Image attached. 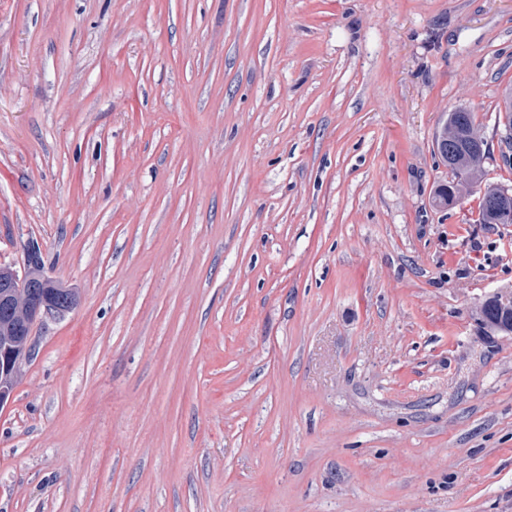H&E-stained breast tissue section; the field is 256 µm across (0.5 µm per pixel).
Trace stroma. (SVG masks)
I'll list each match as a JSON object with an SVG mask.
<instances>
[{
	"label": "stroma",
	"mask_w": 512,
	"mask_h": 512,
	"mask_svg": "<svg viewBox=\"0 0 512 512\" xmlns=\"http://www.w3.org/2000/svg\"><path fill=\"white\" fill-rule=\"evenodd\" d=\"M509 86L512 0H0V512H512ZM477 142L482 144V148L477 146ZM439 144L451 156V165L448 166L451 179L448 185L442 184L435 190L434 198L438 206H451L460 200L469 185L482 182L488 144L476 127L473 112L466 108L449 112L437 140ZM486 193L484 190L483 195ZM493 192L489 191L485 194L479 203V219L482 224H512V220L504 218L493 211L486 201V197L492 195ZM490 205L496 209H502L512 212V189L511 187L500 186L489 199ZM39 263V270H28L21 277L9 267L0 266V313L7 319L5 336H0V407L7 404L13 393L23 360L31 354L30 335L35 321L46 316H60L71 310L74 300L53 298L59 288L46 275L36 253L28 263ZM53 289V291H50ZM485 302L480 315L481 322L493 325L509 318L512 320V296H497Z\"/></svg>",
	"instance_id": "35a3bbf8"
}]
</instances>
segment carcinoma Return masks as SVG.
Listing matches in <instances>:
<instances>
[{
    "label": "carcinoma",
    "mask_w": 512,
    "mask_h": 512,
    "mask_svg": "<svg viewBox=\"0 0 512 512\" xmlns=\"http://www.w3.org/2000/svg\"><path fill=\"white\" fill-rule=\"evenodd\" d=\"M498 123L502 127L512 125V90L508 88L505 89L503 107L499 108ZM437 143L451 156L448 166L451 179L435 190V202L439 206H451L460 200L469 185L483 180L488 144L476 127L473 113L466 108H456L448 113ZM479 222L511 224L512 220L493 211L483 197L479 203ZM509 318L512 319V296L494 297L482 307L480 321L485 324L493 325Z\"/></svg>",
    "instance_id": "carcinoma-1"
}]
</instances>
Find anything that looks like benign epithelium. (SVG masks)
<instances>
[{
  "instance_id": "7a95c632",
  "label": "benign epithelium",
  "mask_w": 512,
  "mask_h": 512,
  "mask_svg": "<svg viewBox=\"0 0 512 512\" xmlns=\"http://www.w3.org/2000/svg\"><path fill=\"white\" fill-rule=\"evenodd\" d=\"M490 205L512 212V189L499 187L490 197ZM57 290L42 268L20 276L0 266V312L7 319L5 335L0 336V407L10 401L13 380L21 363L30 357L33 323L46 316H60L75 306L73 301L53 298Z\"/></svg>"
}]
</instances>
